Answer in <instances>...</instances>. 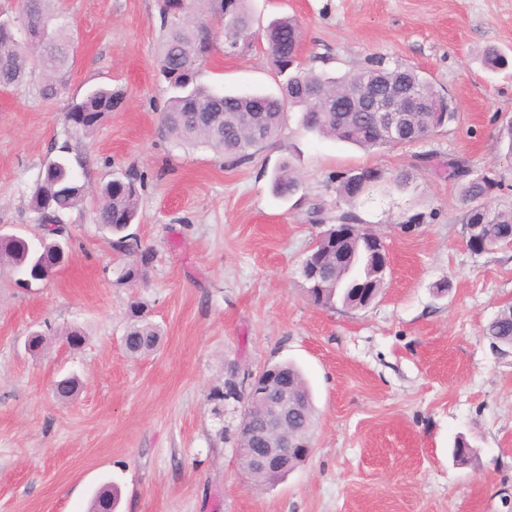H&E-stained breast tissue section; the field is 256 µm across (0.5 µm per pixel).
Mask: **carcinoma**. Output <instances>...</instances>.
Wrapping results in <instances>:
<instances>
[{
  "label": "carcinoma",
  "mask_w": 512,
  "mask_h": 512,
  "mask_svg": "<svg viewBox=\"0 0 512 512\" xmlns=\"http://www.w3.org/2000/svg\"><path fill=\"white\" fill-rule=\"evenodd\" d=\"M52 0H19L18 16L30 35L19 43L16 31L7 19L0 20V87L7 89L22 82L30 65L38 67L44 80L39 88L45 99L57 97L66 82L69 69L70 35L63 25L55 23L50 8ZM162 42L157 57L159 71L167 82L170 96L160 114L161 124L172 138L190 145H201L223 155L232 163L245 161L250 151L271 140L280 131L285 115L290 111L301 114L302 126L321 137L332 138L365 149L396 144L374 122L373 113L366 109L340 112L350 91L367 89L375 84L383 89H395L400 81L424 105L419 112L405 116L403 144L410 145L420 134L433 129L434 123L453 120L456 108L434 86L414 69H388L377 60L360 71L332 77L312 69L298 68L297 46L301 40L298 21L291 16L277 18L263 31L254 29L248 0H158ZM234 23L223 25L224 17ZM218 24L224 35V46L240 53L250 50L257 38H262L274 70L283 80L276 95L248 93L226 95L207 88L200 82V65L211 53L215 36L210 21ZM120 94L110 89H98L79 102L68 106L65 122L83 134L92 133L101 117L114 109ZM61 155L49 161L31 195V209L43 235L37 241L21 239L0 246V266L18 275L41 261L53 274L56 248L65 237L63 216L87 200L85 185L74 175V165H82L80 157H69L70 146L59 147ZM449 175L462 181L461 196L467 203H481L487 218L481 234L489 245L503 244L502 236L512 230V210H496L490 200L497 184L490 178L471 176L470 170L459 161L448 163ZM384 180L378 169H363L340 177L337 191L341 199L353 204L372 186ZM138 178L114 179L100 189L96 201V221L108 233L117 236L116 246L134 256L126 270L129 280L141 277L143 268L152 259V252L127 234L138 216ZM276 191L291 194L299 188L298 178L289 166L279 168L273 177ZM374 234L364 226L352 238L338 241L330 231L318 237L316 246L304 261L317 268L314 286L307 296L316 306L334 308L341 303L349 308H362L377 297L384 287V278L377 275L370 254ZM124 343L132 357L154 352L160 341V329L148 321L142 310H130ZM484 335L494 346L512 348V306L505 307L484 328ZM78 379L66 376L55 384L61 398H70L77 391ZM264 389L274 394L286 386L294 396L299 414L292 439H305L314 423V404L311 389L294 364L284 362L270 367L263 380ZM251 387L235 379L224 381V387L213 392L212 398L247 402L259 417L263 402L250 398ZM237 445L243 467L257 487L272 485L285 477L281 472L271 475L250 469V456L255 444L247 434L237 431ZM117 498L110 489H102L93 497L89 512H114Z\"/></svg>",
  "instance_id": "cac0c4a2"
}]
</instances>
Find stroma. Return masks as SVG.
I'll use <instances>...</instances> for the list:
<instances>
[{"label": "stroma", "mask_w": 512, "mask_h": 512, "mask_svg": "<svg viewBox=\"0 0 512 512\" xmlns=\"http://www.w3.org/2000/svg\"><path fill=\"white\" fill-rule=\"evenodd\" d=\"M55 8L73 34L63 94L42 98L37 70L0 89V230L39 236L31 194L67 142L89 186L143 176L129 231L154 258L127 280L130 257L87 203L66 214L71 249L48 280L22 288L0 273V512H88L106 484L121 493L119 512H512V352L483 334L512 305V244L468 250L461 186L443 170L465 162L495 179L493 207L512 209V157L494 148L512 124V65L481 61L491 46L512 58V0H250L258 25L297 18L305 66L413 68L457 116L415 144L364 150L306 131L291 112L238 164L160 126L169 93L157 0ZM202 80L235 94L279 83L260 44L215 51ZM102 86L122 102L72 137L64 112ZM284 164L301 181L289 195L272 188ZM366 167L386 183L347 204L337 175ZM402 170L411 179L400 186ZM347 212L379 235L391 265L369 306L321 308L302 263ZM417 213L422 224L403 231ZM134 302L162 332L143 358L123 343ZM74 328L77 348L64 337ZM34 330L49 335L35 354ZM283 361L311 388L313 451L258 488L239 462L243 406L211 394ZM67 373L81 387L60 399L53 385ZM459 437L476 451L466 466L452 458Z\"/></svg>", "instance_id": "1"}]
</instances>
